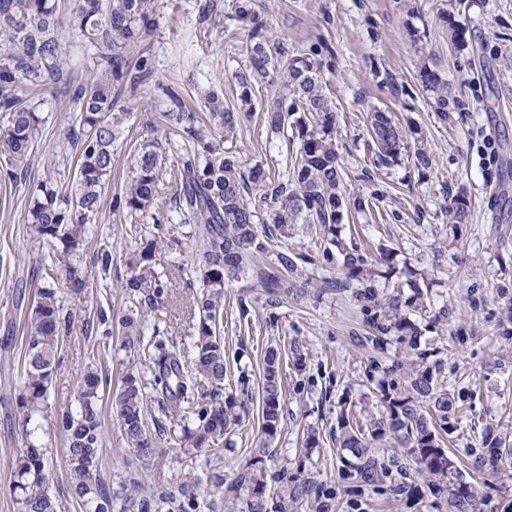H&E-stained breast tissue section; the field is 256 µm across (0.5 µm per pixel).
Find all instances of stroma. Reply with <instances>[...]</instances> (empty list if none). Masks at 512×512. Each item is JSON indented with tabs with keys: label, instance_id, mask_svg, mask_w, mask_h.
Here are the masks:
<instances>
[{
	"label": "stroma",
	"instance_id": "obj_1",
	"mask_svg": "<svg viewBox=\"0 0 512 512\" xmlns=\"http://www.w3.org/2000/svg\"><path fill=\"white\" fill-rule=\"evenodd\" d=\"M204 2H152L150 36L142 47L152 75L137 90L116 94L114 109L126 119L108 178L110 197L132 176V144L147 140L145 121L159 110L157 82L172 85L199 111L212 89L223 92L226 106L239 103L237 75L249 66L252 27L236 20L235 0H216L207 12ZM252 7L268 36L282 41L290 53L308 52L320 42L333 49L322 76L335 105L344 190L366 206L364 213L344 222L343 239L368 251L381 244L392 248L393 271L378 279L380 293L405 287L417 272L427 287L428 312L446 304L455 310L448 325L431 326L421 339L422 348L436 350L449 381L461 382L471 394L452 436V450L465 454L487 423L512 437V336L502 335L499 328L503 309L512 300V0H253ZM451 18L464 32L463 43H453L448 35ZM425 55L435 59L458 101L444 122L422 91L418 64ZM277 94V87L268 83L256 86L253 113L239 126L232 147L244 168L259 164L282 177L298 146L264 120ZM72 108L69 100L57 101L32 150L26 182H0V512H21L9 489L24 446L15 422V397L25 348L24 317L44 285L43 249L27 232L25 215L39 183L48 177L67 181L74 172L75 152L67 139ZM376 108L421 131L434 156L430 171L418 169L409 150L398 162L376 166L367 126V114ZM461 192L469 201V217L455 228L448 207ZM110 197L103 200L99 222L79 251L88 272L85 287L75 291L65 280L56 283L75 321L50 388L49 400L59 408L73 404L78 380L90 362H97L102 375L116 384L131 358L120 338H113L106 352L98 332L85 328L96 308L117 317L129 308L124 284L131 275L128 260L135 237L128 221L113 213ZM245 198L257 208L261 230L272 232L279 245L315 254L312 226L277 229V203L263 198L255 186ZM103 245L112 249V266L105 273L97 263ZM303 272L316 281V288L300 298L288 296L277 308L269 306L255 278L224 283L225 388L249 393L251 399L220 456L179 448L166 438L142 456L125 439L111 398H103L98 475L111 487L115 507L155 486L175 490L196 479L207 493V512H225L234 497H247V490L234 494L229 486L252 449L265 443L268 473L292 475L305 469L336 492L340 512H448L446 499L431 496L425 488L418 497L393 499L343 479L331 428L341 412L361 424L380 409L376 385L366 373L369 353L359 342L366 328L350 292L320 286L324 278L338 277L337 269L307 264ZM173 294L172 306L146 315L144 333L161 330L177 348L189 350L195 331L186 275L177 277ZM294 342L302 360H283V420L268 442L258 426L256 398L264 358L267 350ZM311 431L319 442L310 448L306 437ZM37 436L48 450L59 512H79L67 493L63 437L46 420ZM470 474L489 487L481 512H512V472L474 467Z\"/></svg>",
	"mask_w": 512,
	"mask_h": 512
}]
</instances>
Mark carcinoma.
Masks as SVG:
<instances>
[{
	"mask_svg": "<svg viewBox=\"0 0 512 512\" xmlns=\"http://www.w3.org/2000/svg\"><path fill=\"white\" fill-rule=\"evenodd\" d=\"M149 8L150 0H78L64 17L58 0H0V39L8 41V51L0 57V172L4 179L13 185L25 179L27 156L42 134V117L37 108L23 102L21 93L53 85L76 105L67 132L78 154L73 179L68 185L49 180L40 184L26 220L30 234L46 248L42 277L47 286L39 290L26 316L22 387L16 399L17 426L26 442L14 468V490L20 491L22 512H58L59 508L46 448L33 440L38 417L51 419L66 441L68 484L80 512H113L112 488L97 475L103 441L98 403L108 393L134 449L146 453L154 439L179 431L181 447L220 456L225 435L241 423L246 411L236 393L224 391V281L250 272L275 306L293 288L290 276L298 272L301 261L325 267L341 263L344 277L329 278L322 287L352 289L370 328L362 343L374 351L366 371L370 380L377 381L381 410L364 429L339 416L336 445L350 453L342 457L341 473L376 493L411 498L418 492L409 478L413 468L432 494L447 499L450 512H477L484 490L467 480L459 460L443 442V435L456 431L457 415L468 394L461 384L448 383L441 365L430 360L433 351L420 349L423 332L414 314L426 311L424 292L414 280L407 295L379 293L376 278L383 276L381 267L389 262L390 251L380 248L371 262L357 245L345 246L340 237L339 226L348 207L334 137L335 112L320 80L319 60L331 49L321 44L307 54L292 55L284 44L261 34L259 25L252 32L248 71L238 76L240 100L252 106L255 81L268 78L282 84L283 93L273 102L268 119L279 131L291 128L299 141L287 179L271 177L260 165L246 172L234 150L224 148L233 139L242 113L224 107L217 94L207 95V111L199 114L187 111L183 97L172 87L157 83L168 100L162 112L164 138L134 149L130 182L112 197V211L130 221L147 222L134 228L139 240L133 260L136 274L124 285L131 306L129 315L119 320L124 347L138 350V361L114 389L92 364L79 380L75 408L60 410L49 402L61 344L74 324L53 284L63 273L71 288L85 286L78 250L98 221L126 116L112 111V88L118 85L134 91L152 73L147 58L131 60V51L148 30ZM65 31L83 41L93 62L92 70L78 83L73 72L65 69ZM419 76L439 119L448 121L456 100L426 56L420 60ZM368 121L377 162L397 161L411 136L415 165L422 170L433 167V157L416 131L403 129L380 110L371 112ZM169 169L178 182L172 209L179 224L191 227L188 235L175 234L172 218L159 205L160 181ZM250 183L270 191L279 204L277 226L298 222L318 226L321 247L316 255L274 249L273 235L255 231L258 211L244 197ZM448 216L454 225L466 223L465 194L456 195ZM164 246L181 257L192 249L196 252L193 274L200 288L192 301L198 322L190 356L158 335L145 337L141 328V312L156 313L171 298V279L156 276L145 290V275L138 274L153 268L157 249ZM269 252L275 255L272 266L258 265L259 255ZM95 316L96 320L86 321V330L103 326L100 345L106 350L112 344L111 321L100 307ZM392 344L399 346L401 358L388 363L385 352ZM281 382L279 353L271 350L263 368L259 415L268 440L280 428ZM153 398L160 402L159 415L150 419L147 406ZM382 448L394 452L382 453ZM398 448L406 449V456L398 454ZM267 452L265 447L253 449L252 463L231 485L232 492L243 487L251 490L242 508L231 506L233 512H269L265 494L270 480L280 485L277 512H294L304 502L313 512H334L333 496L315 478H290L286 473L267 476L263 467ZM467 455L475 457L479 467L512 468V449L492 423L483 425L478 444L468 448ZM203 502L199 483L194 481L183 485L177 496L151 493L133 506L137 512H203Z\"/></svg>",
	"mask_w": 512,
	"mask_h": 512,
	"instance_id": "obj_1",
	"label": "carcinoma"
}]
</instances>
